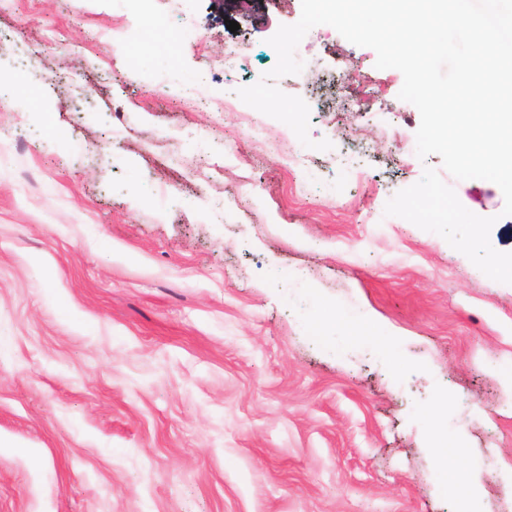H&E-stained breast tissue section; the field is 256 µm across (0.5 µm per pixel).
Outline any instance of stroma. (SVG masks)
Wrapping results in <instances>:
<instances>
[{
	"mask_svg": "<svg viewBox=\"0 0 512 512\" xmlns=\"http://www.w3.org/2000/svg\"><path fill=\"white\" fill-rule=\"evenodd\" d=\"M150 8L0 0V512H512V284L384 213L429 167L512 252L500 188L419 159L401 72L328 25L332 149L254 137L301 0Z\"/></svg>",
	"mask_w": 512,
	"mask_h": 512,
	"instance_id": "obj_1",
	"label": "stroma"
}]
</instances>
